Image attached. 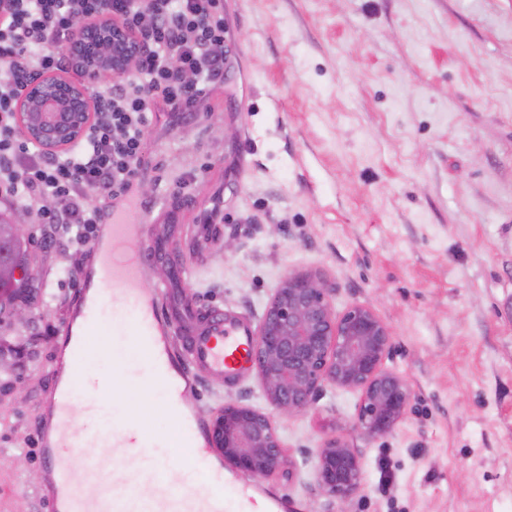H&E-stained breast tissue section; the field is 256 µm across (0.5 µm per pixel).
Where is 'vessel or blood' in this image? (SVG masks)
<instances>
[{
    "label": "vessel or blood",
    "mask_w": 512,
    "mask_h": 512,
    "mask_svg": "<svg viewBox=\"0 0 512 512\" xmlns=\"http://www.w3.org/2000/svg\"><path fill=\"white\" fill-rule=\"evenodd\" d=\"M133 232L123 213L116 212L107 227L106 244L94 245L98 287L93 296L82 299L86 326L71 354L74 381L54 383L51 389L54 421L41 444L53 512H272V503L250 485L225 490L223 475L211 460L210 428L184 404L193 383L191 367L217 380L237 376L250 362L253 332L247 324L209 311L197 312L192 330L178 331L180 312L167 301V285L148 290L141 286L145 265L161 255L163 246L136 247ZM106 306L113 309L114 325L130 328L141 384L161 391L163 408L177 425L178 444L190 452L193 473L171 470L152 456V449L167 447L168 441L138 425L132 414L116 418L108 433L76 427V405L98 407L91 391L78 389L77 384L92 379L85 360ZM104 446L127 449L121 468L99 457ZM144 479L159 485L158 498L145 500L136 494Z\"/></svg>",
    "instance_id": "obj_1"
}]
</instances>
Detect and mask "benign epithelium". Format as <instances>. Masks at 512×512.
I'll use <instances>...</instances> for the list:
<instances>
[{"mask_svg": "<svg viewBox=\"0 0 512 512\" xmlns=\"http://www.w3.org/2000/svg\"><path fill=\"white\" fill-rule=\"evenodd\" d=\"M91 30L109 39V46L95 57L76 58L84 81L39 77L19 100V124L29 140L47 150L72 147L89 126L87 83L118 76L136 61L132 38L117 26L102 19ZM335 292L322 276L304 273L288 275L272 294L251 352L262 396L274 410L298 414L328 385L357 390L355 429L370 439L388 436L413 399L407 378L386 367L391 330L367 304L336 313ZM211 435L224 462L252 477L267 479L285 471L291 477L298 469L270 415L250 405L225 403L212 419ZM315 457L317 486L332 501L342 505L361 491V455L344 438L325 440Z\"/></svg>", "mask_w": 512, "mask_h": 512, "instance_id": "obj_1", "label": "benign epithelium"}]
</instances>
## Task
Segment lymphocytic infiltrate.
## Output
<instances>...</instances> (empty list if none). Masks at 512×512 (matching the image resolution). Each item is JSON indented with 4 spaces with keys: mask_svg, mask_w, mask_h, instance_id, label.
Segmentation results:
<instances>
[{
    "mask_svg": "<svg viewBox=\"0 0 512 512\" xmlns=\"http://www.w3.org/2000/svg\"><path fill=\"white\" fill-rule=\"evenodd\" d=\"M109 17L139 44L133 69L90 89L94 116L64 152L22 138L20 96L37 74L73 71L81 24ZM222 0H12L0 21V208L38 204L42 223L91 247L100 192L125 194L139 173L152 112L193 110L224 79Z\"/></svg>",
    "mask_w": 512,
    "mask_h": 512,
    "instance_id": "1",
    "label": "lymphocytic infiltrate"
}]
</instances>
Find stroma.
Instances as JSON below:
<instances>
[{"instance_id": "obj_1", "label": "stroma", "mask_w": 512, "mask_h": 512, "mask_svg": "<svg viewBox=\"0 0 512 512\" xmlns=\"http://www.w3.org/2000/svg\"><path fill=\"white\" fill-rule=\"evenodd\" d=\"M227 77L192 111L155 113L136 184L104 210L147 223L190 271L178 292L257 326L292 273H317L343 312L389 325L386 365L414 399L389 436L353 427L360 394L327 387L274 415L294 479L251 476L281 512H505L512 505V0H224ZM31 215L26 321L0 312V512H51L40 450L65 330L94 259ZM186 404L265 408L254 369L199 370ZM112 407L174 436L159 394ZM345 437L364 488L345 505L315 484V451Z\"/></svg>"}]
</instances>
